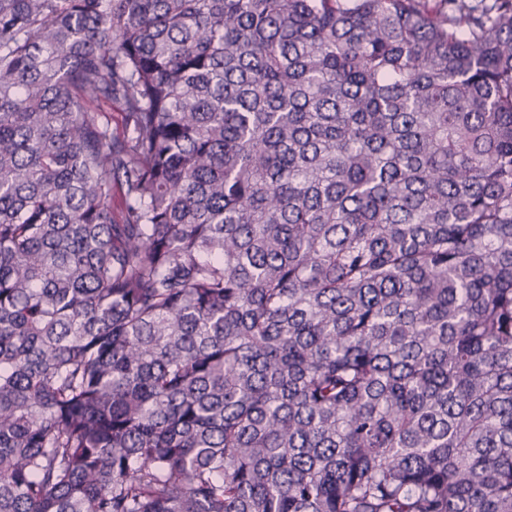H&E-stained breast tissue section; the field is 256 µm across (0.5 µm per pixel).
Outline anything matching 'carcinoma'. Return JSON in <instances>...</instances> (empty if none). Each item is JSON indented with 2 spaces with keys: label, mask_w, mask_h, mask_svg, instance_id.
Returning a JSON list of instances; mask_svg holds the SVG:
<instances>
[{
  "label": "carcinoma",
  "mask_w": 512,
  "mask_h": 512,
  "mask_svg": "<svg viewBox=\"0 0 512 512\" xmlns=\"http://www.w3.org/2000/svg\"><path fill=\"white\" fill-rule=\"evenodd\" d=\"M0 512H512V0H0Z\"/></svg>",
  "instance_id": "cac0c4a2"
}]
</instances>
